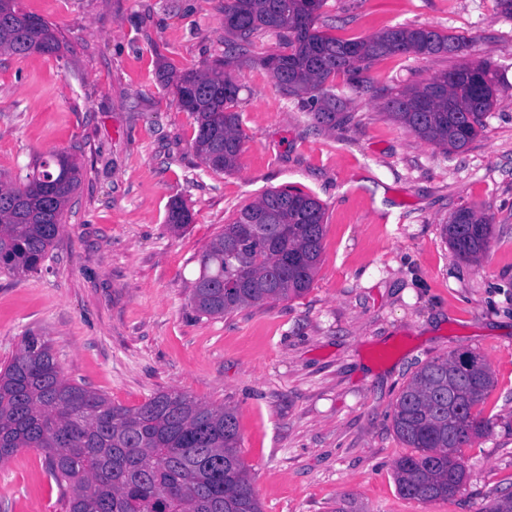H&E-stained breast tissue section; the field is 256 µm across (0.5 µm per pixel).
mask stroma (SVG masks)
<instances>
[{
  "label": "stroma",
  "mask_w": 512,
  "mask_h": 512,
  "mask_svg": "<svg viewBox=\"0 0 512 512\" xmlns=\"http://www.w3.org/2000/svg\"><path fill=\"white\" fill-rule=\"evenodd\" d=\"M56 30L60 53L0 54V181L40 157L72 155L82 184L35 272H0V364L25 333L53 343L65 378L114 404L160 392L233 408L241 456L263 512H479L512 491V19L498 0H325L320 26L365 38L393 26L463 37L457 55H395L366 88L336 76L350 123L323 127L257 60L279 49L256 33L236 110L244 151L231 172L192 148L196 124L166 67L223 58L224 0H18ZM499 81L485 127L448 154L384 108L396 88L468 61ZM295 187L325 209L323 250L302 296L221 317L190 303L200 257L243 206ZM193 220L167 224L171 201ZM492 223L486 254L458 260L442 228L461 207ZM461 349L495 384L488 423L461 453L468 478L449 500L402 498L392 466L408 448L392 426L402 388ZM39 451L0 464V512H65Z\"/></svg>",
  "instance_id": "obj_1"
}]
</instances>
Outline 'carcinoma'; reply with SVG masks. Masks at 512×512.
Segmentation results:
<instances>
[{"label":"carcinoma","mask_w":512,"mask_h":512,"mask_svg":"<svg viewBox=\"0 0 512 512\" xmlns=\"http://www.w3.org/2000/svg\"><path fill=\"white\" fill-rule=\"evenodd\" d=\"M224 0V58L165 74L178 107L196 123L193 148L208 167L233 169L244 146L233 111L241 86L228 72L252 36L271 31L281 50L259 60L290 95L309 96L313 119L327 126L350 115L329 82L338 74L360 88L370 65L393 55H456L464 38L426 26L393 27L367 38L320 30L324 0ZM61 42L52 26L0 0V53L52 55ZM497 81L490 65L463 63L388 95L384 108L405 130L460 151L483 130ZM81 168L65 152L35 162L21 186L0 185V270L40 269L63 228ZM325 212L313 196L288 188L264 192L236 213L206 248L191 303L204 316L301 296L313 282ZM175 202L168 223H191ZM443 234L455 255L476 261L488 248L489 219L470 207L455 211ZM425 364L394 408L398 438L414 452L394 464L400 495L423 503L453 496L466 478L460 448L483 434L473 409L494 386L485 360L470 353ZM20 448L44 454L50 476L69 489L67 512H261L240 454L236 414L181 392H162L127 408L68 381L48 339L29 334L0 366V463ZM480 512H512V493L490 498Z\"/></svg>","instance_id":"cac0c4a2"}]
</instances>
